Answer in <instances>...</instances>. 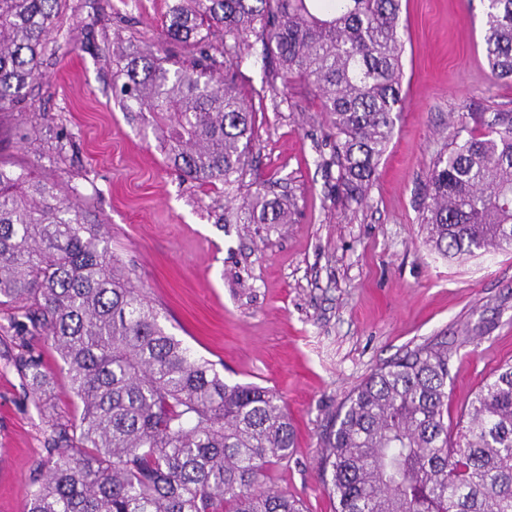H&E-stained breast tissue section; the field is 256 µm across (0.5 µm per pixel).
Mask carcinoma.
Here are the masks:
<instances>
[{
    "mask_svg": "<svg viewBox=\"0 0 512 512\" xmlns=\"http://www.w3.org/2000/svg\"><path fill=\"white\" fill-rule=\"evenodd\" d=\"M66 0H0V115H23ZM401 0H170L165 39L192 56H112V91L152 128L166 161L206 184L244 186L255 112L232 74L256 61L319 96L336 138L337 187L364 201L402 111ZM484 52L512 81V0H487ZM224 56V80L216 54ZM426 243L467 259L512 247V112L459 120L432 161ZM250 224H286L279 198L243 197ZM0 306L33 398L53 375L49 342L79 417L45 422L46 456L25 512H305L268 484L292 456L280 394L229 383L162 322L101 226L55 182L0 163ZM448 342L375 369L331 415L319 476L334 512H512V363L448 432Z\"/></svg>",
    "mask_w": 512,
    "mask_h": 512,
    "instance_id": "obj_1",
    "label": "carcinoma"
}]
</instances>
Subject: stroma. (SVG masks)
I'll return each instance as SVG.
<instances>
[{
	"instance_id": "stroma-1",
	"label": "stroma",
	"mask_w": 512,
	"mask_h": 512,
	"mask_svg": "<svg viewBox=\"0 0 512 512\" xmlns=\"http://www.w3.org/2000/svg\"><path fill=\"white\" fill-rule=\"evenodd\" d=\"M166 0H67L23 121L0 118V162L77 193L135 267L171 333L223 364L227 382L275 388L297 446L271 484L332 512L317 476L330 413L372 371L440 339L452 351L448 428L512 361V248L443 258L421 222L431 162L458 115L512 112V84L494 79L483 48V0H401L403 110L362 204L336 190L334 140L321 101L244 64L235 78L256 114L244 190L292 205L285 224H249L241 191L182 176L153 131L112 95V54L156 50ZM10 313L0 309V512H24L44 456L48 417L78 403L57 354L42 406L10 365Z\"/></svg>"
}]
</instances>
